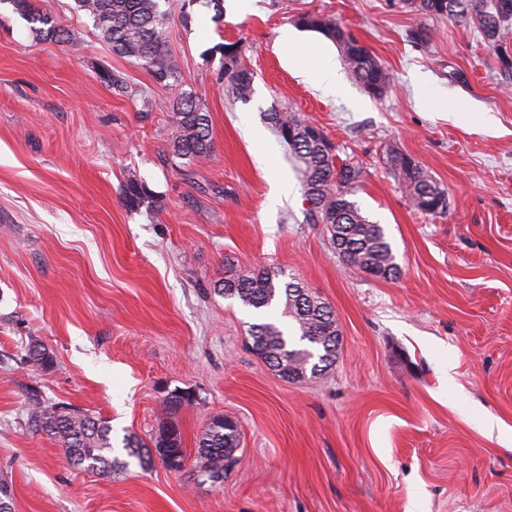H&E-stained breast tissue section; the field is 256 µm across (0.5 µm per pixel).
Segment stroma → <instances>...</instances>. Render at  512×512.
<instances>
[{
  "mask_svg": "<svg viewBox=\"0 0 512 512\" xmlns=\"http://www.w3.org/2000/svg\"><path fill=\"white\" fill-rule=\"evenodd\" d=\"M71 5L33 0L71 44L38 39L0 5V479L12 512H512V87L496 51L398 0H255L248 12L224 0L219 19L166 0L169 48L211 119L213 155L189 165L171 150L175 88L113 52ZM306 13L364 44L390 93L373 98L351 78L343 95L315 90L325 62L342 63L333 43L308 75L291 69L279 33L319 39L300 28ZM421 27L430 42H410ZM228 43L255 74L245 101L224 95ZM418 72L467 111L418 110ZM284 105L362 167L352 199L384 227L398 278L347 266L308 223L298 164L266 118ZM393 150L444 185L445 216L412 206L390 175ZM275 175L292 191L273 206ZM131 180L153 207L125 206ZM230 262L280 268L334 307L332 370L287 382L248 350L253 314L213 291ZM35 343L51 369L28 361ZM176 389L192 395L176 415L185 466H140L123 439L149 442ZM34 392L107 420L128 466L75 468L29 427ZM219 415L242 438L212 483L196 451ZM490 417L499 431L483 429Z\"/></svg>",
  "mask_w": 512,
  "mask_h": 512,
  "instance_id": "stroma-1",
  "label": "stroma"
}]
</instances>
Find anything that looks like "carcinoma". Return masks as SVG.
Masks as SVG:
<instances>
[{
    "instance_id": "1",
    "label": "carcinoma",
    "mask_w": 512,
    "mask_h": 512,
    "mask_svg": "<svg viewBox=\"0 0 512 512\" xmlns=\"http://www.w3.org/2000/svg\"><path fill=\"white\" fill-rule=\"evenodd\" d=\"M74 11L92 19L100 38L113 51L142 62L158 83L175 85L182 81L180 67L169 49V16L160 9V0H73ZM405 7L429 17H444L477 28L491 47L498 51L512 41V0H399ZM8 3L33 25L43 40L69 42L76 39L56 20L33 8L30 0H0ZM299 23L334 41L352 78L375 97L386 95L391 87L389 73L376 57L335 20L319 14H305ZM254 73L241 61L236 44L224 45V92L228 100L245 101L253 90ZM281 139L301 164L311 224H324L339 244L343 261L363 272L379 270L385 277L399 276L390 242L382 225L363 216L356 202L349 199L363 177L359 163L345 159L300 134L306 123L294 112L274 109L266 114ZM173 123L179 136L172 144L175 157L199 163L213 152L209 114L191 92H182L172 104ZM393 179L411 203L426 214L442 216L448 212V192L430 177L413 157L394 153L390 157ZM125 205L136 210L152 203L146 185L131 180L123 185ZM213 291L237 300L251 309L258 321L249 325L251 350L286 380L321 375L335 363L341 348L340 329L335 310L300 280L271 267L242 269L233 265L224 271V280ZM28 359L42 369L53 364V356L39 345L28 349ZM191 399L173 394L162 404L165 416L151 445L155 450L175 448L181 434L176 413ZM28 424L36 432L57 441L67 458L79 469L110 474L127 463L112 456L108 423L72 406L47 404L32 397ZM240 425L230 417L216 416L202 432L198 442L200 475L212 482L224 479L235 460L240 442ZM123 448L142 466L150 464L151 451L138 438H124Z\"/></svg>"
}]
</instances>
